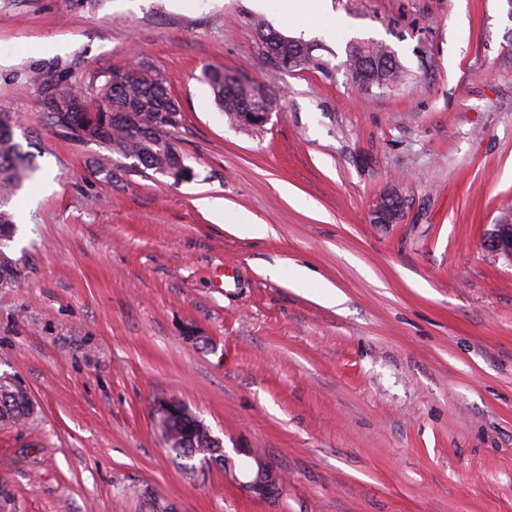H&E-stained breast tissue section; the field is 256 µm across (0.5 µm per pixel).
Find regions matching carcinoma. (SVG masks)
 <instances>
[{
	"instance_id": "carcinoma-1",
	"label": "carcinoma",
	"mask_w": 512,
	"mask_h": 512,
	"mask_svg": "<svg viewBox=\"0 0 512 512\" xmlns=\"http://www.w3.org/2000/svg\"><path fill=\"white\" fill-rule=\"evenodd\" d=\"M256 29L263 37L258 50L268 69L279 71V63L286 61L290 54L295 56L296 72L322 66L312 49L303 42L290 41L260 23L256 24ZM347 62L351 70L364 64L367 70L375 72L371 85L383 91L404 83L407 77L396 56L381 45L354 42L348 48ZM203 77L213 91L217 107L230 123L237 125L239 113L254 111L251 92L237 79L217 70L205 71ZM41 93L47 120L66 136L81 141L86 133L91 136V141L106 145L111 152L124 158L135 159L144 168L162 173L175 183L193 176L192 169L184 164L174 143L173 132L181 124L180 107L172 96L170 82L151 67L138 64L124 72L104 75L92 99L60 78L43 81ZM159 112L174 113V120L160 126L142 127H133L126 121L131 115L153 118ZM34 171L31 154L15 140L12 125L0 121V228L13 223L8 204ZM32 410L15 381L1 375L0 422L19 425ZM199 423L201 420L192 413L172 422L175 442L168 451L185 467H195L196 449L185 447L192 440L184 432Z\"/></svg>"
}]
</instances>
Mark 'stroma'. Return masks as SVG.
I'll return each mask as SVG.
<instances>
[{"label": "stroma", "mask_w": 512, "mask_h": 512, "mask_svg": "<svg viewBox=\"0 0 512 512\" xmlns=\"http://www.w3.org/2000/svg\"><path fill=\"white\" fill-rule=\"evenodd\" d=\"M283 3L0 0V106L39 167L0 244V374L33 400L0 426V512H149L147 491L174 512H512V265L483 248L512 224V5L326 0L301 26ZM260 20L321 68L267 69ZM355 41L406 82L357 87ZM138 63L171 84L190 180L46 118L35 77L90 94ZM207 69L276 99L263 130L229 123ZM390 187L404 219L369 223ZM162 399L282 494L182 468ZM387 55L390 57L387 58ZM374 59V62L371 60ZM366 69L374 74L373 63L376 65V74L371 79V85L382 91L390 90L406 80L407 72L386 47L374 45L365 42H354L348 48L347 62L349 70L356 69L361 65L368 63ZM240 486L244 490L262 498L279 496L282 493L278 476L272 467L262 461L258 462V468L254 477L246 482L240 481Z\"/></svg>", "instance_id": "35a3bbf8"}]
</instances>
